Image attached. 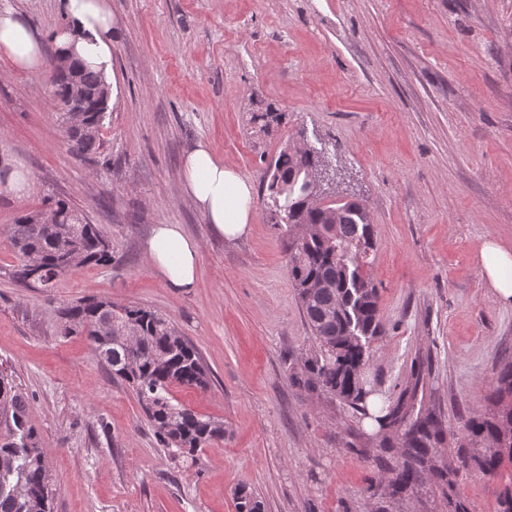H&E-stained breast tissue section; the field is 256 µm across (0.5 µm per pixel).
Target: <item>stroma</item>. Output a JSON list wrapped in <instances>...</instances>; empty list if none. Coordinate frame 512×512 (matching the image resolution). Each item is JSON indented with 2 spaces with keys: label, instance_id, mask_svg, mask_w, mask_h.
<instances>
[{
  "label": "stroma",
  "instance_id": "obj_1",
  "mask_svg": "<svg viewBox=\"0 0 512 512\" xmlns=\"http://www.w3.org/2000/svg\"><path fill=\"white\" fill-rule=\"evenodd\" d=\"M114 100L96 154L78 159L46 72L0 58V171L31 188L0 192V368L29 399L53 483L51 512H236L246 485L265 512H501L512 461L485 475L466 427L493 407L512 361V304L480 264L487 239L512 249V0H108ZM48 34L56 0H0ZM280 113L269 127L256 111ZM321 151L337 197L365 204L367 270L382 337L365 368L387 406L433 416L442 435L426 477L393 492L398 434L289 376L315 345L288 273L261 177L289 142ZM254 187L250 230L224 240L185 197L198 142ZM62 198L110 239L112 261L79 265L55 287L22 288L8 240L15 219ZM200 246L193 288H170L144 258L154 225ZM84 298L167 317L199 350L207 390L175 399L222 420L194 457L157 441L137 397L87 337L60 332ZM30 188L28 173L23 168L13 167L0 181V191L11 194L14 197H24Z\"/></svg>",
  "mask_w": 512,
  "mask_h": 512
}]
</instances>
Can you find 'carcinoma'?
Returning <instances> with one entry per match:
<instances>
[{"instance_id":"1","label":"carcinoma","mask_w":512,"mask_h":512,"mask_svg":"<svg viewBox=\"0 0 512 512\" xmlns=\"http://www.w3.org/2000/svg\"><path fill=\"white\" fill-rule=\"evenodd\" d=\"M50 59L53 99L66 102L73 89L85 93L80 105L92 134L68 136L70 151L79 157L100 148L99 131L106 113L97 111L99 98L109 92L104 75L75 58L66 67ZM326 164L311 148L288 145L265 169L268 198L288 234L289 275L317 349L300 370L290 374L292 384L323 391L343 401L362 416H370V391L358 373L370 357L372 341L383 335L379 320V293L364 274L368 250L373 248V224L366 208L354 201L325 207L308 203L309 173ZM55 223L46 224L42 213L18 217L9 228V239L19 264L12 279L26 287L52 288L81 259L83 264L106 265L112 250L101 247L106 236L64 199L49 204ZM325 280L329 289L315 284ZM64 335L82 334L98 344L102 324L112 320V332L138 337L135 347L112 341L105 361L112 375L136 394L157 440L184 456L224 439V422L197 414L176 402L172 388L183 386L205 391L210 376L197 348L163 315L134 305L121 306L105 299H85L60 311ZM496 413L491 418L467 421L472 435L489 443L490 452L474 459L477 469L492 474L503 458L512 460V361L503 364L494 390ZM28 399L0 371V484L23 480L25 497L0 493V512H51L50 476L40 439L28 422ZM440 431L436 421L417 419L405 429V459L393 477L399 490L422 479L432 452L431 440ZM237 512H262L263 504L244 486L235 491Z\"/></svg>"}]
</instances>
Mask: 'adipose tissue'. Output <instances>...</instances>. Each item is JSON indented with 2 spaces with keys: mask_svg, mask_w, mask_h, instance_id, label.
Wrapping results in <instances>:
<instances>
[{
  "mask_svg": "<svg viewBox=\"0 0 512 512\" xmlns=\"http://www.w3.org/2000/svg\"><path fill=\"white\" fill-rule=\"evenodd\" d=\"M65 28L52 37L34 31L14 8H0V56L20 71L36 72L44 64L46 43L74 51L91 68L113 77L112 36L116 23L107 0H58ZM184 193L213 230L233 241L249 229L253 202L251 183L217 160L207 142H199L182 164ZM145 256L174 288H193L200 261L198 242L179 224H158L145 245ZM480 262L499 298L512 303V250L486 240Z\"/></svg>",
  "mask_w": 512,
  "mask_h": 512,
  "instance_id": "ef3b65f1",
  "label": "adipose tissue"
}]
</instances>
